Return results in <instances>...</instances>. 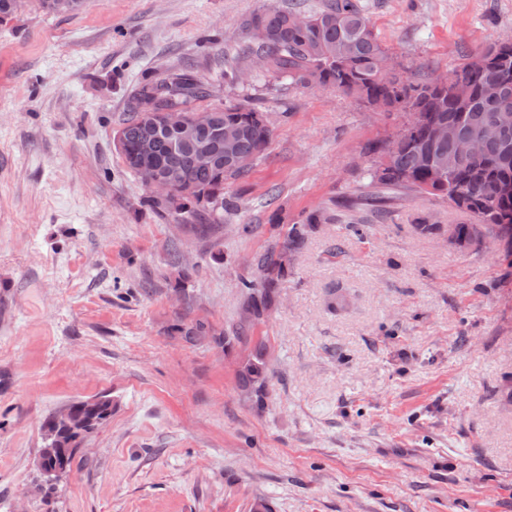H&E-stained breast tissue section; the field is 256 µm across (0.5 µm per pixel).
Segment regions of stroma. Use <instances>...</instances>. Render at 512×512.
<instances>
[{
	"label": "stroma",
	"mask_w": 512,
	"mask_h": 512,
	"mask_svg": "<svg viewBox=\"0 0 512 512\" xmlns=\"http://www.w3.org/2000/svg\"><path fill=\"white\" fill-rule=\"evenodd\" d=\"M321 2L30 0L0 22V512H512V245L457 250L446 231L469 214L374 194L407 112L248 63L224 79L244 19ZM360 2L413 80L512 37V0ZM184 65L202 107L247 100L273 122L215 243L148 206L116 147L143 77ZM313 212L250 331L269 347L259 413L248 348L176 326L229 331L259 256ZM90 398L110 416L45 481V421Z\"/></svg>",
	"instance_id": "1"
}]
</instances>
